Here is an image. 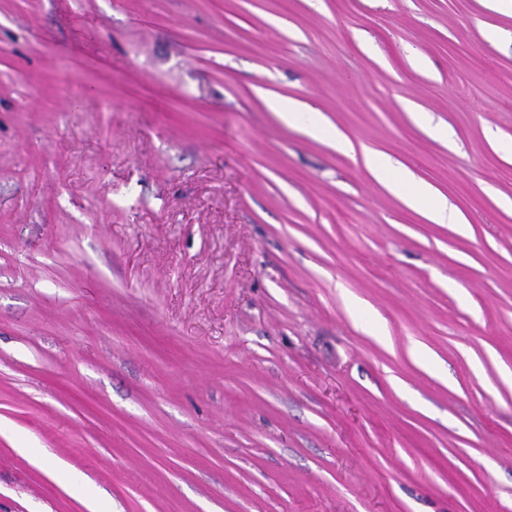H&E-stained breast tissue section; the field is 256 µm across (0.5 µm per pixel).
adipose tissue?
I'll list each match as a JSON object with an SVG mask.
<instances>
[{
	"instance_id": "ef3b65f1",
	"label": "adipose tissue",
	"mask_w": 512,
	"mask_h": 512,
	"mask_svg": "<svg viewBox=\"0 0 512 512\" xmlns=\"http://www.w3.org/2000/svg\"><path fill=\"white\" fill-rule=\"evenodd\" d=\"M366 164L376 179L401 194L411 208L424 211L431 221L438 224L459 223L457 212L448 210L447 206L433 200L408 170L395 166L386 155L369 154Z\"/></svg>"
}]
</instances>
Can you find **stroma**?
I'll use <instances>...</instances> for the list:
<instances>
[{
    "label": "stroma",
    "mask_w": 512,
    "mask_h": 512,
    "mask_svg": "<svg viewBox=\"0 0 512 512\" xmlns=\"http://www.w3.org/2000/svg\"><path fill=\"white\" fill-rule=\"evenodd\" d=\"M88 493L512 512V10L0 0V512ZM275 110L280 114L283 121H285L288 126H299L307 123H311L312 132L322 135V133L325 130V126L320 120V117L318 115H314L311 119H309L308 122H303L302 118L305 114L303 111V107L300 106V104L295 102H290V100H277L274 103ZM365 160L375 178L401 194L411 208L423 210L437 224H463L457 212L433 200L408 170L395 166L386 155L372 153Z\"/></svg>",
    "instance_id": "obj_1"
}]
</instances>
